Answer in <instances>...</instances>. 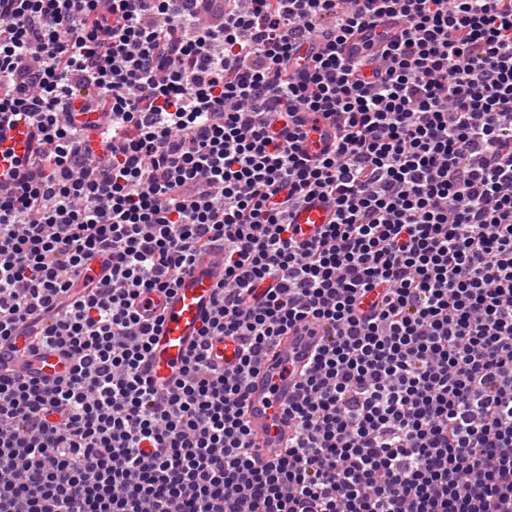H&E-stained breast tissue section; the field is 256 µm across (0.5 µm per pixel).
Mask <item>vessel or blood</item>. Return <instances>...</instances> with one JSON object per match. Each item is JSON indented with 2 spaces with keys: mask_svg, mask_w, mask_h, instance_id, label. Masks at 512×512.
Instances as JSON below:
<instances>
[{
  "mask_svg": "<svg viewBox=\"0 0 512 512\" xmlns=\"http://www.w3.org/2000/svg\"><path fill=\"white\" fill-rule=\"evenodd\" d=\"M330 218L326 204L315 201L296 212L303 237H310ZM223 273L222 265L210 258L194 261L181 283L169 294L153 297L150 306L161 318L153 349L142 370L155 381H167L181 365L187 351L198 339V331L213 309L214 284ZM320 335L306 326L293 328L275 346L273 353L252 375L245 395L244 410L252 436L259 443V453L270 459L279 454L293 431L285 409L299 388L303 370ZM34 377H55L65 372L67 362L58 353L48 352L27 357L0 349V365Z\"/></svg>",
  "mask_w": 512,
  "mask_h": 512,
  "instance_id": "1",
  "label": "vessel or blood"
}]
</instances>
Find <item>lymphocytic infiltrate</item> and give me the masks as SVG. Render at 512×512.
<instances>
[{
    "label": "lymphocytic infiltrate",
    "mask_w": 512,
    "mask_h": 512,
    "mask_svg": "<svg viewBox=\"0 0 512 512\" xmlns=\"http://www.w3.org/2000/svg\"><path fill=\"white\" fill-rule=\"evenodd\" d=\"M205 255L212 314L155 383L143 302ZM302 322L323 343L267 461L246 388ZM21 335L68 368H0V512H512V0H0ZM330 209L322 202H312L299 208L294 217L304 238H309L321 224H327Z\"/></svg>",
    "instance_id": "obj_1"
}]
</instances>
